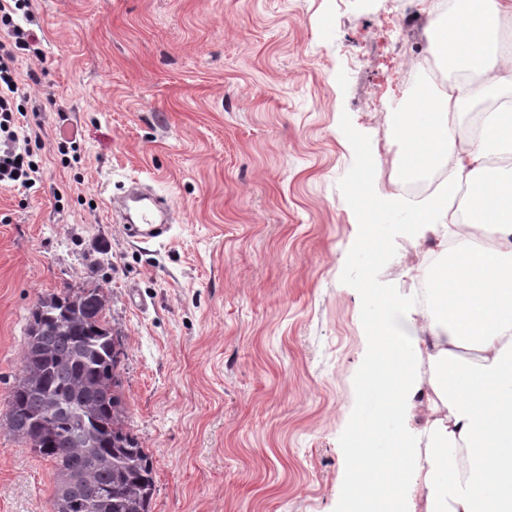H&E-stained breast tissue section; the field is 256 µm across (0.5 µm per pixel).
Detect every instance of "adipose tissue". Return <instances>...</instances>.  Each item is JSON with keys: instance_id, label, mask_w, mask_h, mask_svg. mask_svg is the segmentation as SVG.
I'll return each mask as SVG.
<instances>
[{"instance_id": "1", "label": "adipose tissue", "mask_w": 512, "mask_h": 512, "mask_svg": "<svg viewBox=\"0 0 512 512\" xmlns=\"http://www.w3.org/2000/svg\"><path fill=\"white\" fill-rule=\"evenodd\" d=\"M512 0H448L427 26L446 89L437 103L395 114L403 176L448 177L424 204L380 210L356 196L378 226L401 224L435 250L412 267L431 287L423 332L394 333L396 296L368 290L373 355L360 377L367 405L346 446L348 512H512ZM430 366L421 384L420 360ZM425 424L409 425L418 394Z\"/></svg>"}]
</instances>
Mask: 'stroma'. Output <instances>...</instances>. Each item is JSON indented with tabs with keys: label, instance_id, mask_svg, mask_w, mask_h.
<instances>
[{
	"label": "stroma",
	"instance_id": "35a3bbf8",
	"mask_svg": "<svg viewBox=\"0 0 512 512\" xmlns=\"http://www.w3.org/2000/svg\"><path fill=\"white\" fill-rule=\"evenodd\" d=\"M15 49L43 178L0 185V416L39 299L102 289L118 391L152 458L151 512H345L372 355L365 290L416 317L427 243L386 233L370 275L354 181L399 200L393 111L435 0H34ZM77 138L79 159H63ZM165 195L169 235L111 222ZM56 470L0 428V512H52Z\"/></svg>",
	"mask_w": 512,
	"mask_h": 512
}]
</instances>
